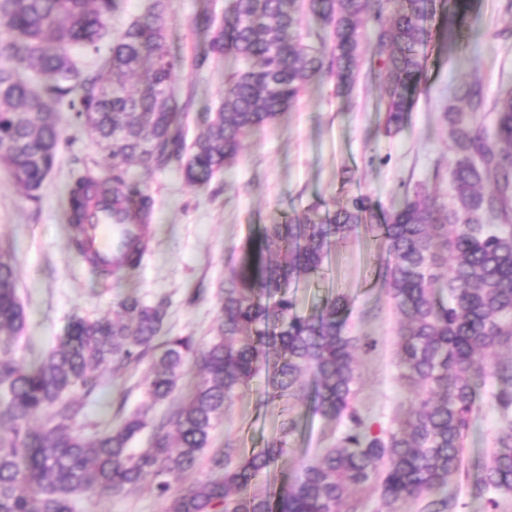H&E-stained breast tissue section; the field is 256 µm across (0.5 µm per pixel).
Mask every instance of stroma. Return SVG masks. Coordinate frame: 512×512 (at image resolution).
I'll return each mask as SVG.
<instances>
[{
    "label": "stroma",
    "instance_id": "stroma-1",
    "mask_svg": "<svg viewBox=\"0 0 512 512\" xmlns=\"http://www.w3.org/2000/svg\"><path fill=\"white\" fill-rule=\"evenodd\" d=\"M512 0H472L471 14L480 16L477 38L448 44L435 36L425 49V81L401 130L385 131L384 78H370L376 65L370 40H363L361 74L345 94L335 79L311 85L299 101L273 123L252 133L235 164L203 186L186 183L177 166L143 176L155 201L151 247L138 268L102 286L75 257L65 192L73 172L91 167L108 169L103 150L73 112L60 114L61 146L54 170L32 201L0 168V252L7 253L19 273V295L27 314V329L15 358L25 367L38 363L66 336L74 317H112L118 301L136 295L150 303L165 302L164 333L193 337L205 349L220 302L224 274L238 261L243 246L260 225L281 224L294 213L323 211L352 195L366 196L373 206L390 210L419 186L438 202L448 203V169L453 154L440 115L453 86L480 78L488 101L512 93ZM229 0H167L166 22L175 45L192 59L205 36L193 26L203 10L222 15ZM233 57L210 63L176 87L178 99L192 104L181 119L186 139H194L207 108L224 90V76L236 70ZM386 257L365 227L329 254L322 277L300 282L291 294L298 314L316 309L327 298L342 296L350 303L345 330L359 339L360 383L355 404L374 426L389 425L408 411L410 402L400 380L395 351L400 317L376 275ZM150 362L119 371L103 370L92 393L77 388L73 397L86 403L78 427L85 437L119 424L123 414L144 401V379ZM266 374L251 383L250 392L224 412L207 455L232 439L248 455L279 436L286 420L297 422L288 439V463L273 468L268 489H277L287 467L318 456L336 443L341 429L315 413L310 399L268 405L263 392ZM478 410L465 438L463 464L449 479L455 512H512V495H498L490 509L488 495L477 494L475 483L493 446L499 414L488 387L477 391ZM76 512H164L165 502L142 485L119 495H83Z\"/></svg>",
    "mask_w": 512,
    "mask_h": 512
}]
</instances>
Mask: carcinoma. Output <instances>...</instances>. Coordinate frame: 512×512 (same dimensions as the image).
I'll use <instances>...</instances> for the list:
<instances>
[{"mask_svg":"<svg viewBox=\"0 0 512 512\" xmlns=\"http://www.w3.org/2000/svg\"><path fill=\"white\" fill-rule=\"evenodd\" d=\"M230 0L221 19L208 11L193 21L208 35L194 69L231 56L241 67L224 79L219 104L205 113L191 146L178 125L188 104L175 85L186 61L171 51L165 0H147L144 12L115 36L109 23L124 0H0V162L25 194L36 199L60 144L59 109L74 112L103 149L112 176L86 169L69 188L71 244L99 277L140 265L150 246L153 199L126 177L135 164L149 174L177 163L187 181L206 184L237 159L244 140L290 109L313 83L328 76L356 81L362 32L375 26L373 57L388 79L385 126L401 127L408 93L425 65L419 50L444 20L448 38L461 26L469 0ZM327 28L318 49L300 36L304 15ZM109 50L99 71L87 73L75 51ZM487 101L480 81L453 88L442 113L455 161L448 171L451 205L416 194L383 214L378 224L368 198L357 195L319 214L308 210L283 224H267L243 248L224 277L209 346L190 336L161 338L163 304L136 296L118 302L113 319L75 317L67 335L35 366L22 367L9 347L0 351V512H75L77 495L120 494L150 475L165 512H341L353 491L373 487L382 512L407 501L424 512H451L448 479L462 462L475 412V386L491 379L500 428L479 487L512 494V94L494 104L493 132L481 122ZM107 205L118 224H130L108 268L85 253L81 224L94 206ZM364 224L389 255L381 277L401 320L397 358L412 394L406 415L374 429L354 406L358 339L344 330L349 303L332 297L309 315L294 312L288 290L324 269L331 247ZM15 265L0 256V333L21 337L26 311L17 293ZM503 347L506 358L485 355ZM152 354L146 401L122 423L92 440L76 427L95 372ZM198 380L167 419L155 425L152 446L132 441L148 426L153 405L172 397L184 369ZM268 372L266 401H288L312 388L323 418L343 421L334 448L299 463L279 490L263 487L288 455V433L242 457L231 440L210 458L209 471L173 492L201 469L224 409ZM46 412L35 428L33 416Z\"/></svg>","mask_w":512,"mask_h":512,"instance_id":"carcinoma-1","label":"carcinoma"}]
</instances>
